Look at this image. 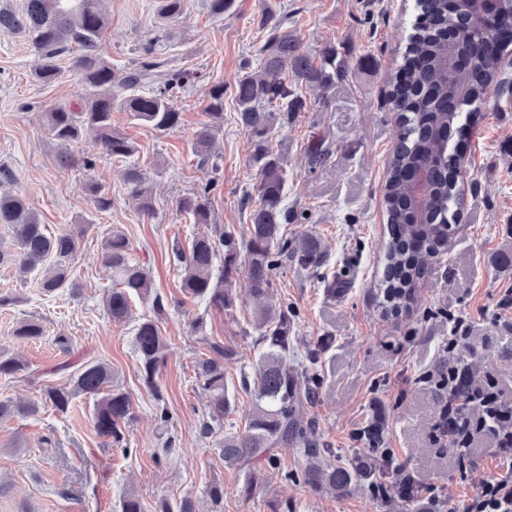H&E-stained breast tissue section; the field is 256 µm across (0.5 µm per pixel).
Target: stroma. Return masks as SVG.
Listing matches in <instances>:
<instances>
[{
	"label": "stroma",
	"instance_id": "35a3bbf8",
	"mask_svg": "<svg viewBox=\"0 0 512 512\" xmlns=\"http://www.w3.org/2000/svg\"><path fill=\"white\" fill-rule=\"evenodd\" d=\"M413 0H235L224 17H212L204 0H188L172 35L159 24L154 0H102L107 25L99 53L115 72L131 67L143 48L170 72H191L175 106L179 125L160 132L112 113V128L137 147L131 160H101L85 167L83 142L63 146L39 121L41 111L82 106L85 87L69 71L51 84L36 81L28 35L0 28V168L9 169L10 191L22 195L48 232L74 231L78 249L70 268L72 285L44 295L37 274L0 263V292L10 305L0 307V354L22 360L25 371L0 378V400L37 403L36 413L0 420V512H120V502L135 493L145 512L161 503L192 499L196 512H406L396 498H376L371 486L354 485L340 496L285 479L302 466L297 448L280 446L279 468L256 466L253 492L242 497L244 471L225 465L218 450L224 435L241 431L252 409L239 389L242 375H253L258 336L252 321L251 281L240 266L233 288L234 310L223 312L186 299L174 248L190 249L197 234L234 230L245 239L249 210L245 195L256 191V140L237 121L234 88L245 61H256L265 19L281 22L312 56L331 51L348 68L336 87L299 88L305 106L289 121H274L267 140L281 149L287 174L285 204L302 213L289 225L288 239L310 233L321 242L318 263L279 264L272 278L274 303L287 304L297 352L315 350L321 380L319 400L310 407L317 430L329 446L322 465L369 459L371 448L357 439L374 402L388 412L385 447L393 462L416 481L433 487L436 502L421 498L423 512H462L485 480L512 475L490 438L477 439L468 468L456 454L433 440L440 393L422 382L427 372L445 367L450 351V317L466 319L463 346L470 368L492 370L504 398L512 401V324L499 316L498 302L512 289V93L489 90L477 109L468 136L453 138L449 152L464 168L461 220L444 254L428 259L419 297L410 315L392 317L379 305L388 241L382 189L398 135L397 115L387 105L388 67L402 53L414 20ZM224 84V121L209 156L195 150V133L206 122L207 93ZM329 147L324 166L310 169L312 141ZM68 165H61V157ZM148 172L155 210L142 213L129 196V164ZM213 183L210 218L196 223L176 201L195 187ZM112 200L99 210L97 193ZM124 234L130 257L149 275L164 303L160 327L167 338L158 384L170 413L167 427L155 417V401L137 377L133 336L137 318L151 314V303L134 300L132 318L116 324L106 311L114 286L102 261V246L113 232ZM26 319L40 322L44 334L14 338ZM203 321L202 333L192 325ZM70 337L61 350L56 336ZM230 348L224 360L231 401L220 425L203 434L208 397L196 380V363L207 341ZM90 361L109 364L133 404L121 447L108 445L94 429L96 396L77 395L67 411L41 403L46 385L68 384ZM177 452L165 461L158 450L163 434ZM224 486L222 500L209 495L212 483Z\"/></svg>",
	"mask_w": 512,
	"mask_h": 512
}]
</instances>
